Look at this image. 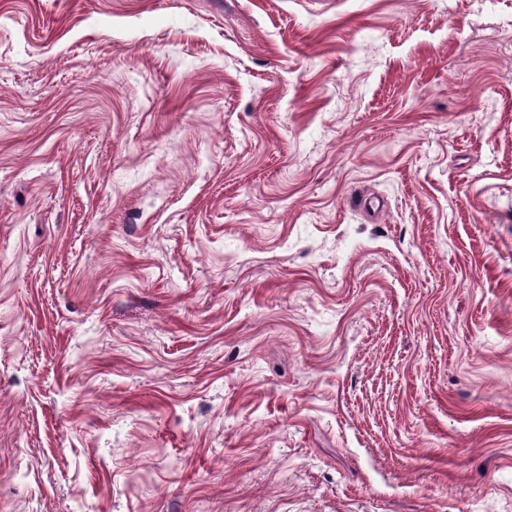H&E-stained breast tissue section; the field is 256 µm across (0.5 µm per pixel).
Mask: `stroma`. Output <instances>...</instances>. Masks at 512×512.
<instances>
[{"label":"stroma","instance_id":"1","mask_svg":"<svg viewBox=\"0 0 512 512\" xmlns=\"http://www.w3.org/2000/svg\"><path fill=\"white\" fill-rule=\"evenodd\" d=\"M0 512H512V0H0Z\"/></svg>","mask_w":512,"mask_h":512}]
</instances>
